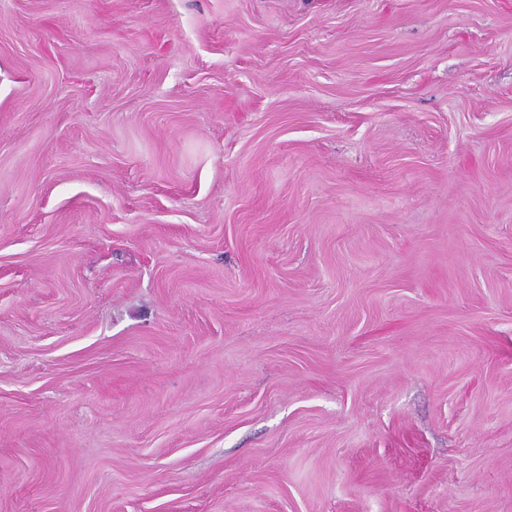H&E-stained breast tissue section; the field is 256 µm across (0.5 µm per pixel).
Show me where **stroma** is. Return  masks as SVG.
<instances>
[{"instance_id": "35a3bbf8", "label": "stroma", "mask_w": 512, "mask_h": 512, "mask_svg": "<svg viewBox=\"0 0 512 512\" xmlns=\"http://www.w3.org/2000/svg\"><path fill=\"white\" fill-rule=\"evenodd\" d=\"M0 512H512V0H0Z\"/></svg>"}]
</instances>
